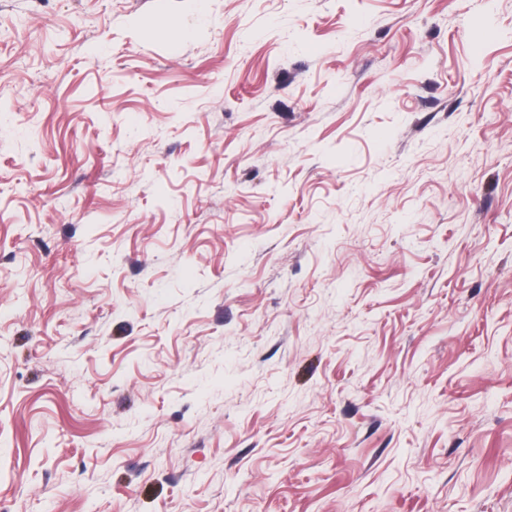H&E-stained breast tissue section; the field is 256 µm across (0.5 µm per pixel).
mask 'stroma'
I'll return each mask as SVG.
<instances>
[{
    "label": "stroma",
    "instance_id": "1",
    "mask_svg": "<svg viewBox=\"0 0 512 512\" xmlns=\"http://www.w3.org/2000/svg\"><path fill=\"white\" fill-rule=\"evenodd\" d=\"M0 512H512V0H0Z\"/></svg>",
    "mask_w": 512,
    "mask_h": 512
}]
</instances>
